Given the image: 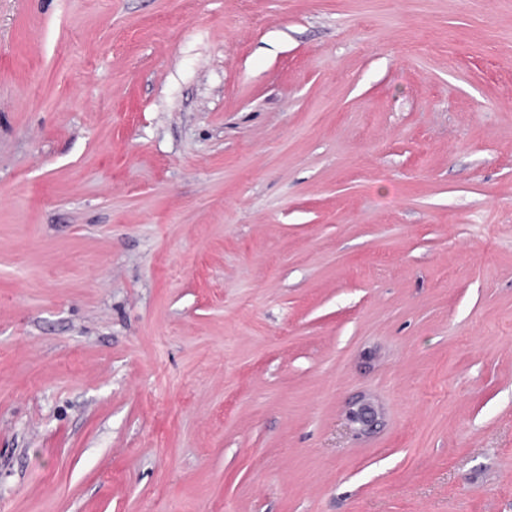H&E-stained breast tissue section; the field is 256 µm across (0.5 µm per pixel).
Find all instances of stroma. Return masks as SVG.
Returning <instances> with one entry per match:
<instances>
[{
    "instance_id": "1",
    "label": "stroma",
    "mask_w": 512,
    "mask_h": 512,
    "mask_svg": "<svg viewBox=\"0 0 512 512\" xmlns=\"http://www.w3.org/2000/svg\"><path fill=\"white\" fill-rule=\"evenodd\" d=\"M0 512H512V0H0ZM348 419L360 431H369L377 426L378 412L370 402H357L349 408Z\"/></svg>"
}]
</instances>
